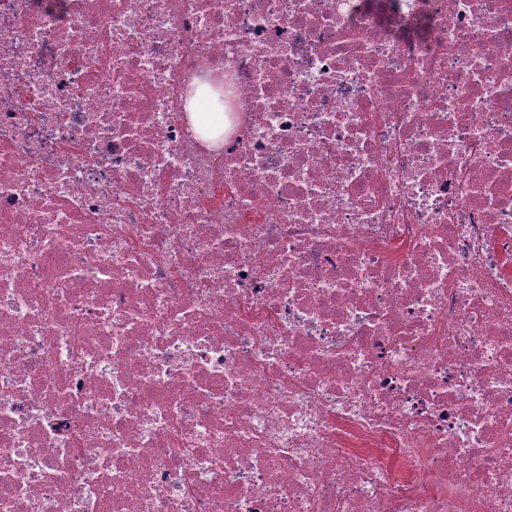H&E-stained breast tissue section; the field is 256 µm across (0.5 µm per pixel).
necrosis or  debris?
I'll return each mask as SVG.
<instances>
[{
    "label": "necrosis or debris",
    "instance_id": "1",
    "mask_svg": "<svg viewBox=\"0 0 512 512\" xmlns=\"http://www.w3.org/2000/svg\"><path fill=\"white\" fill-rule=\"evenodd\" d=\"M510 257L512 0H0V512H512Z\"/></svg>",
    "mask_w": 512,
    "mask_h": 512
}]
</instances>
